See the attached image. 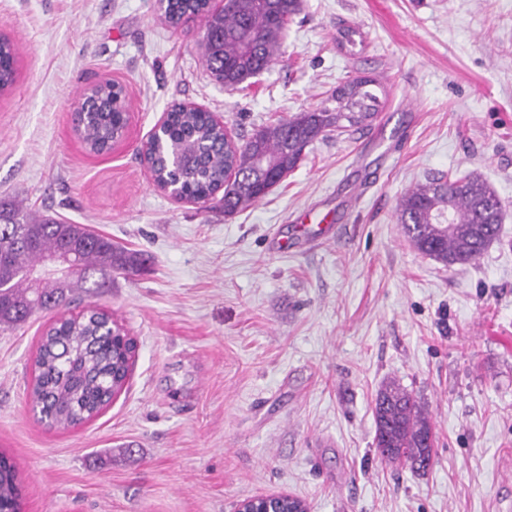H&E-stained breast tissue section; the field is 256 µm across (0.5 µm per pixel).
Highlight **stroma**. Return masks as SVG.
I'll list each match as a JSON object with an SVG mask.
<instances>
[{"instance_id":"stroma-1","label":"stroma","mask_w":512,"mask_h":512,"mask_svg":"<svg viewBox=\"0 0 512 512\" xmlns=\"http://www.w3.org/2000/svg\"><path fill=\"white\" fill-rule=\"evenodd\" d=\"M360 32L350 53L340 29ZM18 47L0 94V201L86 224L145 260L100 296L0 328V455L21 512H233L289 494L308 512H507L512 506V0H303L278 61L229 91L206 69L203 24L157 0H0ZM381 77L386 125L315 141L260 201L157 189L141 148L164 112L195 103L236 142L332 106ZM122 84L128 133L110 153L72 123L81 93ZM476 171L505 203L473 264L420 254L401 195ZM137 343L128 384L99 415L34 412L45 329L89 305ZM396 381L428 408L427 472L373 445L374 399Z\"/></svg>"}]
</instances>
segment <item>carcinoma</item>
Segmentation results:
<instances>
[{"label":"carcinoma","mask_w":512,"mask_h":512,"mask_svg":"<svg viewBox=\"0 0 512 512\" xmlns=\"http://www.w3.org/2000/svg\"><path fill=\"white\" fill-rule=\"evenodd\" d=\"M161 17L171 23L184 16L204 20L203 55L212 77L236 88L269 69L279 56L288 20L301 0H224L213 11L209 0H159ZM17 49L0 38V91L17 76ZM383 87L376 77H356L336 89V107L298 112L257 130L249 140L226 148L224 131L208 113L176 109L162 141L149 142L157 179L207 202L223 191L224 214L242 211L268 194L304 159L306 148L332 133L358 129L378 116ZM100 104L86 113L81 137L93 153L112 148L127 125V113L111 106L109 84L98 86ZM504 203L478 173L443 174L410 187L396 208L397 222L421 254L446 267L476 261L496 239ZM68 253L74 269L66 274L30 273L49 257ZM142 259L85 224L35 217L18 204L0 203V327L25 324L39 310L67 306L69 292L81 288L94 296L112 286V272L138 269ZM136 342L103 309L90 307L78 316H62L41 337L32 389L34 408L51 426H74L92 419L112 402L135 356ZM374 444L390 465L409 463L426 470L436 443L429 412L413 394L389 381L373 409ZM20 488L15 465L0 457V512H19Z\"/></svg>","instance_id":"cac0c4a2"}]
</instances>
